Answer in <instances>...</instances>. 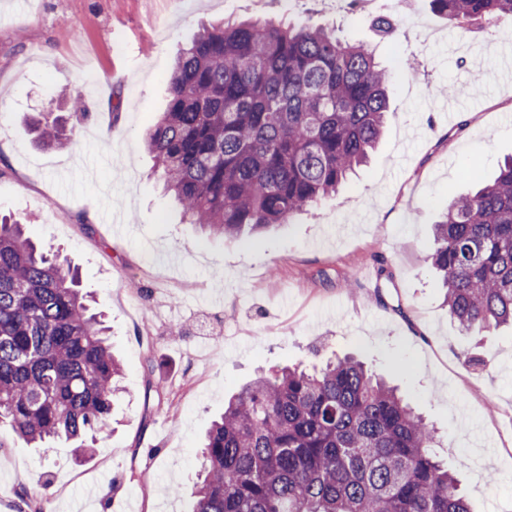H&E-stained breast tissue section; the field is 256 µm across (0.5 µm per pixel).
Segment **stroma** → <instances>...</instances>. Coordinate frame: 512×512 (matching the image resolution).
I'll use <instances>...</instances> for the list:
<instances>
[{"instance_id": "stroma-1", "label": "stroma", "mask_w": 512, "mask_h": 512, "mask_svg": "<svg viewBox=\"0 0 512 512\" xmlns=\"http://www.w3.org/2000/svg\"><path fill=\"white\" fill-rule=\"evenodd\" d=\"M244 20L336 27L393 78L382 139L346 187L227 241L184 223L143 138L180 50L204 25ZM509 61L511 14L463 28L427 0H0V217L78 267L126 389L80 463L0 423V512H19L23 489L47 512H187L225 400L258 371L347 353L436 427L475 512H512V482L488 481L512 472V331L462 332L427 260L435 222L476 187L463 164L488 180L512 155ZM447 92L465 127L437 111ZM65 93L86 104L68 119L77 143L49 148L30 118L61 112ZM468 350L485 365L465 366Z\"/></svg>"}]
</instances>
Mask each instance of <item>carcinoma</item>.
<instances>
[{
	"mask_svg": "<svg viewBox=\"0 0 512 512\" xmlns=\"http://www.w3.org/2000/svg\"><path fill=\"white\" fill-rule=\"evenodd\" d=\"M462 26L512 0H429ZM392 72L323 27L203 29L166 77L144 146L187 223L224 237L288 224L336 194L381 137ZM66 148L60 119L34 122ZM432 268L462 330L512 325V157L435 224ZM122 366L60 253L0 222V419L28 443L79 441L83 461L124 393ZM435 433L352 357L283 367L244 386L206 432L191 512H471Z\"/></svg>",
	"mask_w": 512,
	"mask_h": 512,
	"instance_id": "obj_1",
	"label": "carcinoma"
}]
</instances>
